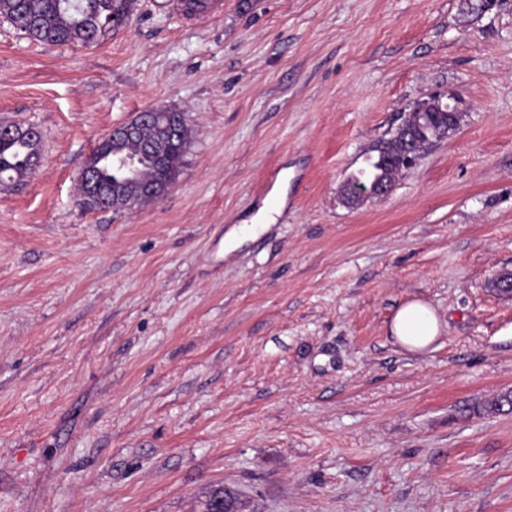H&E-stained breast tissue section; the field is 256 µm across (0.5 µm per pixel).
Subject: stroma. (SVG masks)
Returning a JSON list of instances; mask_svg holds the SVG:
<instances>
[{"label": "stroma", "instance_id": "1", "mask_svg": "<svg viewBox=\"0 0 512 512\" xmlns=\"http://www.w3.org/2000/svg\"><path fill=\"white\" fill-rule=\"evenodd\" d=\"M137 0L91 46L0 18V512H512V0ZM460 126L383 198L343 185L414 102ZM152 107L192 139L157 201L76 206L93 146ZM275 222L227 235L277 194ZM435 312L412 352L404 303ZM15 127L0 123V136L12 135ZM37 146L17 130L12 136L0 138V185L20 181L32 173L30 155ZM391 333L406 348L421 350L438 336L439 322L430 307L420 301H411L394 315Z\"/></svg>", "mask_w": 512, "mask_h": 512}]
</instances>
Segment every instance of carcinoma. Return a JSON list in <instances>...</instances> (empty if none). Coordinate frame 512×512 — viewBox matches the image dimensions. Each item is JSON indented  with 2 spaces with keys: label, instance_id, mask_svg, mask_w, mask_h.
I'll list each match as a JSON object with an SVG mask.
<instances>
[{
  "label": "carcinoma",
  "instance_id": "obj_1",
  "mask_svg": "<svg viewBox=\"0 0 512 512\" xmlns=\"http://www.w3.org/2000/svg\"><path fill=\"white\" fill-rule=\"evenodd\" d=\"M136 0H0V17L15 24L30 23V38L46 45H91L112 36L124 27L127 16L133 14ZM166 111L159 113L157 121L141 127L134 136L121 139L105 137L91 151L96 173L105 186L118 180L112 169L116 155L137 157L142 162L141 179L172 185L177 180L183 157L190 144L191 129L179 123L176 144L168 149L163 166L156 167L148 151L158 142L172 122ZM450 118L432 112L419 115L408 139L419 148L436 141L435 132L447 126ZM36 143L20 132L0 138V185L20 181L32 173L30 155ZM403 143L386 141L381 156L391 160L381 166L379 159L369 161L366 172L371 178L385 176L389 179L400 174Z\"/></svg>",
  "mask_w": 512,
  "mask_h": 512
}]
</instances>
